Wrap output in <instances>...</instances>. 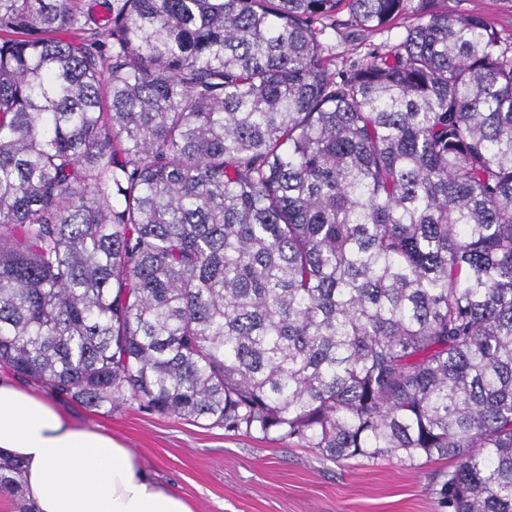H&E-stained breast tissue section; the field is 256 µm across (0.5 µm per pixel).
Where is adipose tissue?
<instances>
[{
    "label": "adipose tissue",
    "instance_id": "adipose-tissue-1",
    "mask_svg": "<svg viewBox=\"0 0 512 512\" xmlns=\"http://www.w3.org/2000/svg\"><path fill=\"white\" fill-rule=\"evenodd\" d=\"M0 452L24 463L35 512H193L112 436L75 423L48 397L0 380Z\"/></svg>",
    "mask_w": 512,
    "mask_h": 512
}]
</instances>
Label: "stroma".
<instances>
[{"instance_id":"35a3bbf8","label":"stroma","mask_w":512,"mask_h":512,"mask_svg":"<svg viewBox=\"0 0 512 512\" xmlns=\"http://www.w3.org/2000/svg\"><path fill=\"white\" fill-rule=\"evenodd\" d=\"M394 28L366 43L327 28L320 39L337 62L363 57L370 45L395 46ZM73 421L104 431L140 457L150 476L186 497L194 512H448L434 465L394 456L328 462L302 445L225 431L141 408L133 397L94 410L63 399Z\"/></svg>"}]
</instances>
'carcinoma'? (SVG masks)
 Returning <instances> with one entry per match:
<instances>
[{
    "instance_id": "cac0c4a2",
    "label": "carcinoma",
    "mask_w": 512,
    "mask_h": 512,
    "mask_svg": "<svg viewBox=\"0 0 512 512\" xmlns=\"http://www.w3.org/2000/svg\"><path fill=\"white\" fill-rule=\"evenodd\" d=\"M107 11L88 46L78 0H0V363L512 512V32L448 0ZM343 11L404 33L337 72Z\"/></svg>"
}]
</instances>
